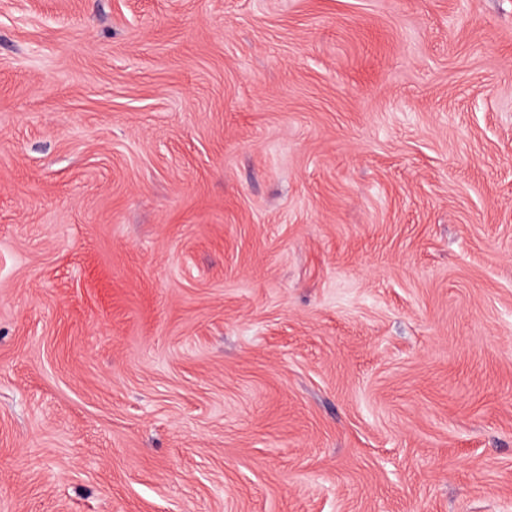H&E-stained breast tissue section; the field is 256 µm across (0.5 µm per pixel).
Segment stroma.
Wrapping results in <instances>:
<instances>
[{"mask_svg": "<svg viewBox=\"0 0 512 512\" xmlns=\"http://www.w3.org/2000/svg\"><path fill=\"white\" fill-rule=\"evenodd\" d=\"M0 512H512V0H0Z\"/></svg>", "mask_w": 512, "mask_h": 512, "instance_id": "1", "label": "stroma"}]
</instances>
